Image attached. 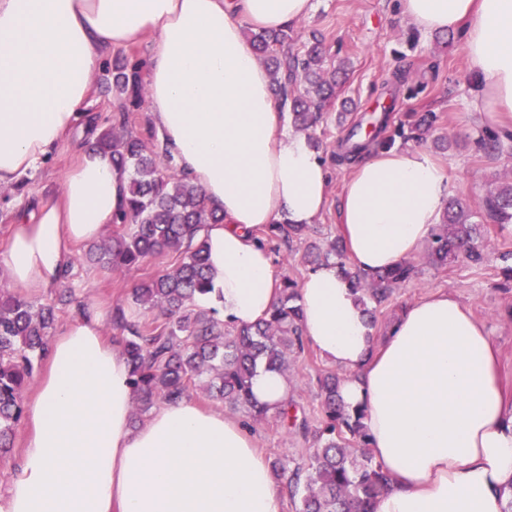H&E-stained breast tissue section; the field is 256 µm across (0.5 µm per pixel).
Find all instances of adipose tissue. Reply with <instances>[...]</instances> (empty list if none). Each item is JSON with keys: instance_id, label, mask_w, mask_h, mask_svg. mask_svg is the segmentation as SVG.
<instances>
[{"instance_id": "1", "label": "adipose tissue", "mask_w": 512, "mask_h": 512, "mask_svg": "<svg viewBox=\"0 0 512 512\" xmlns=\"http://www.w3.org/2000/svg\"><path fill=\"white\" fill-rule=\"evenodd\" d=\"M316 0H0V186L44 163L79 126L109 52L152 36L146 113L208 210L211 289L200 305L241 326L265 318L281 288L264 224H314L329 170L285 105L244 31L308 17ZM419 32H462L480 81L476 110L512 124V0H399ZM58 198L17 219L0 253L21 295L57 283L71 246L120 217L130 173L80 145ZM451 194L449 171L422 147L370 150L345 182L338 228L353 269L410 259ZM298 303L304 339L346 379L375 461L390 477L375 512H506L512 482V395L489 330L455 296L411 303L374 339L336 263L316 266ZM88 308L49 344L27 412L25 450L0 512H282L283 496L252 435L222 409L163 404L132 425L136 394L117 343Z\"/></svg>"}]
</instances>
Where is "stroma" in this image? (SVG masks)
I'll return each mask as SVG.
<instances>
[{
	"instance_id": "35a3bbf8",
	"label": "stroma",
	"mask_w": 512,
	"mask_h": 512,
	"mask_svg": "<svg viewBox=\"0 0 512 512\" xmlns=\"http://www.w3.org/2000/svg\"><path fill=\"white\" fill-rule=\"evenodd\" d=\"M315 36L324 41L327 67L346 65L347 76L339 101L324 108L317 127L319 150L330 170L329 203L320 221L311 225L307 241L324 247L337 236V200L353 168L336 163V145L350 126L365 123L386 102V82L394 73L404 72L406 80L397 88V106L387 130L379 136L381 146L419 144L446 165L452 196L466 199L477 223L484 226L486 259L479 265L454 263L437 269L428 265L425 250H418L412 261L422 270L419 281L393 292L379 310L374 333L383 336L407 305L426 294L448 291L487 326L499 350L501 374L512 384V282L502 275L504 267L512 265V224L490 222L484 206L500 184L512 181V130L477 120L473 112L477 84L468 70L461 37L454 32L419 33L401 20L398 0H317L314 12L294 25L289 51L301 50ZM425 114L431 116L432 128L427 140L421 141L414 125ZM489 134L498 137L499 149L485 148L482 139ZM72 162L71 149L61 145L38 171L0 187V251L8 242L16 215L33 212L39 202L57 194ZM307 241L294 242L287 255H274L276 276L303 280L310 270L304 260ZM82 253V245H75L71 285L76 302L59 305L57 321L61 324L74 316L76 304L91 302L110 311L120 306L127 316L142 318V311L129 299L132 288L178 261L177 253L170 252L149 259L142 267L111 272L87 262ZM331 369L312 348L288 359L290 397L310 422H317L321 410L317 379ZM251 432L268 459L290 460L310 452V443L285 433L274 421L252 424Z\"/></svg>"
}]
</instances>
